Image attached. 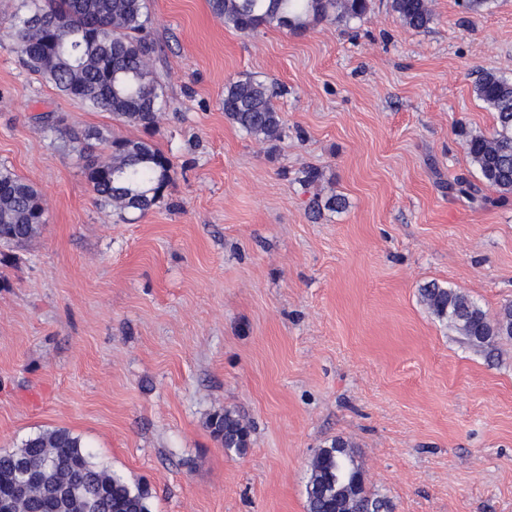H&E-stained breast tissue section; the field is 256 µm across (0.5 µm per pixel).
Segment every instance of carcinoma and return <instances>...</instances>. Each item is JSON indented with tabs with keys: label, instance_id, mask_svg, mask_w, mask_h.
Listing matches in <instances>:
<instances>
[{
	"label": "carcinoma",
	"instance_id": "obj_1",
	"mask_svg": "<svg viewBox=\"0 0 512 512\" xmlns=\"http://www.w3.org/2000/svg\"><path fill=\"white\" fill-rule=\"evenodd\" d=\"M224 26L249 34L261 28L304 32L332 19L348 23L369 10L368 0H209ZM396 19L412 31L433 22L428 0H391ZM149 23L146 0H26V11L9 21L11 47L31 70L46 74L56 88L113 119L151 130L163 91L151 67L156 52L142 36ZM474 91L494 112L496 130L487 135L460 129L466 156L479 178L503 195L512 194V78L485 72ZM276 89L252 77L224 87V118L249 137L274 144L283 119L274 106ZM79 157L96 201L125 218L141 214L163 196L172 180L170 159L144 140L108 139L96 129L76 137ZM45 223L40 192L12 170L0 168V247L21 245ZM424 305L450 322L471 343L491 347L512 338V304L489 318L467 295L428 283ZM212 434L239 453L248 432L231 411L214 415ZM34 469L42 492L18 504L21 512H151V492L95 462L79 437L65 428L43 430L12 452L0 453V512L21 478L22 463ZM307 512H385L387 503L365 487L362 467L349 443L336 438L318 450L306 486Z\"/></svg>",
	"mask_w": 512,
	"mask_h": 512
}]
</instances>
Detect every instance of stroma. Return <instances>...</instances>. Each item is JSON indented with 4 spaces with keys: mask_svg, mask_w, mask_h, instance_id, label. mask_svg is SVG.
I'll return each instance as SVG.
<instances>
[{
    "mask_svg": "<svg viewBox=\"0 0 512 512\" xmlns=\"http://www.w3.org/2000/svg\"><path fill=\"white\" fill-rule=\"evenodd\" d=\"M429 2L426 31L370 0L346 26L248 35L208 0H147L164 91L148 132L29 71L9 48L22 0H0V167L47 216L0 248V452L65 428L147 485L151 512H307L311 459L340 437L390 512H512V339L470 347L419 295L512 303V195L448 187L478 179L457 127L496 128L474 82L512 76V0ZM243 75L278 84L280 142L225 120ZM46 113L154 143L174 167L162 199L132 221L99 205ZM316 192L347 205L312 216ZM226 410L243 453L207 426Z\"/></svg>",
    "mask_w": 512,
    "mask_h": 512,
    "instance_id": "35a3bbf8",
    "label": "stroma"
}]
</instances>
